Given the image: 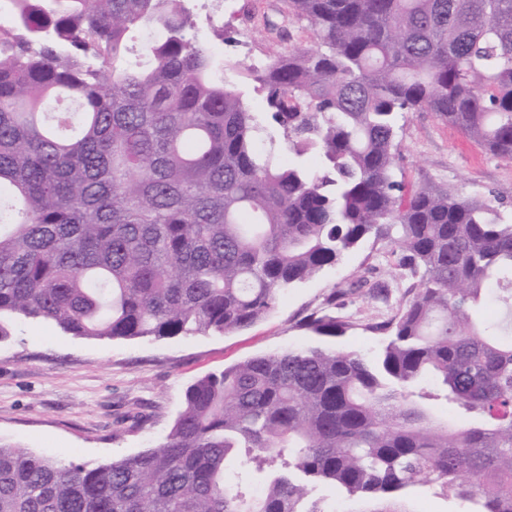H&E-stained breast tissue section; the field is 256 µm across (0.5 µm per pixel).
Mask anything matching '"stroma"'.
<instances>
[{"label": "stroma", "instance_id": "obj_1", "mask_svg": "<svg viewBox=\"0 0 512 512\" xmlns=\"http://www.w3.org/2000/svg\"><path fill=\"white\" fill-rule=\"evenodd\" d=\"M194 34L211 47L228 79L272 51L308 47L306 24L289 18L282 0H189ZM276 30H268L266 21ZM223 28L216 37L215 28ZM396 172L412 186L433 184L465 196L495 194L512 202V161L487 154L434 113L399 121ZM366 240L299 287L251 327L222 335L156 340H97L66 334L55 324L18 322L0 343V441L58 459L107 464L154 447L182 409L185 387L211 372L288 347L318 344L300 321L337 285L369 267L391 284L388 301L359 296L345 311L352 325L336 348L375 358L385 334L371 325L395 312L409 292L394 260ZM320 512H477L475 501L425 483L384 496H349L329 484L313 493Z\"/></svg>", "mask_w": 512, "mask_h": 512}]
</instances>
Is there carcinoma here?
<instances>
[{
    "label": "carcinoma",
    "instance_id": "carcinoma-1",
    "mask_svg": "<svg viewBox=\"0 0 512 512\" xmlns=\"http://www.w3.org/2000/svg\"><path fill=\"white\" fill-rule=\"evenodd\" d=\"M283 3L313 45L242 72L260 117L189 38L188 0H0V341L18 317L91 339L242 330L369 237L418 291L370 326L373 360L323 344L196 379L154 448L91 466L0 444V512H320L319 484L424 482L512 512V221L495 195L395 174L420 110L512 160V0ZM374 271L305 329L336 337L348 298L388 299Z\"/></svg>",
    "mask_w": 512,
    "mask_h": 512
}]
</instances>
